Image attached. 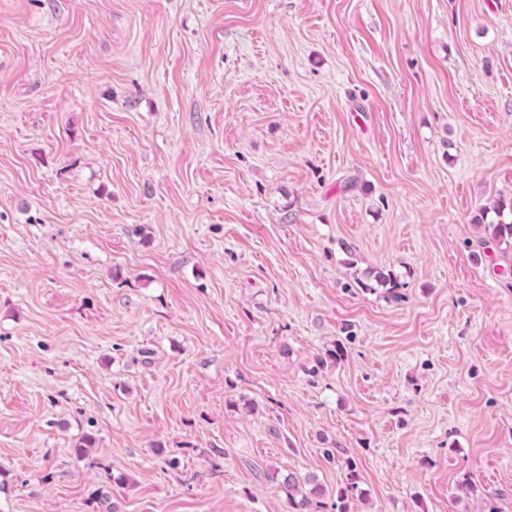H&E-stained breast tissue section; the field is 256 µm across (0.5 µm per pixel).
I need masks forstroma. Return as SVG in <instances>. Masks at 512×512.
Segmentation results:
<instances>
[{
	"mask_svg": "<svg viewBox=\"0 0 512 512\" xmlns=\"http://www.w3.org/2000/svg\"><path fill=\"white\" fill-rule=\"evenodd\" d=\"M501 206L512 0H0V512H512ZM310 483L309 477L302 480L293 473L284 479L282 485L288 500V512H322L321 509L326 507L325 503L316 500L323 495V489L315 485L306 490L305 486Z\"/></svg>",
	"mask_w": 512,
	"mask_h": 512,
	"instance_id": "1",
	"label": "stroma"
}]
</instances>
